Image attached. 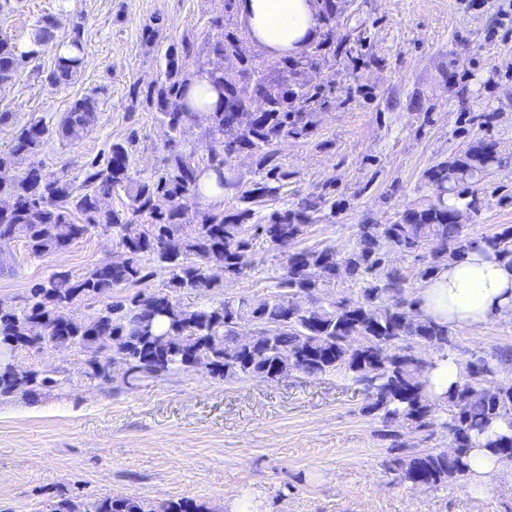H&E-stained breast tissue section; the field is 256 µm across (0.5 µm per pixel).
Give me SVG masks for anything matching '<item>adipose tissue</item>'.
<instances>
[{"mask_svg": "<svg viewBox=\"0 0 512 512\" xmlns=\"http://www.w3.org/2000/svg\"><path fill=\"white\" fill-rule=\"evenodd\" d=\"M238 9L250 41L274 55L302 53L320 26L317 0H238ZM415 298L423 317L451 331L481 329L512 314V261L496 258L486 246L475 247L424 281ZM465 373L460 357L436 354L426 373L431 399L444 402ZM472 441L467 490L480 499L499 481H512V464L486 450V435H473Z\"/></svg>", "mask_w": 512, "mask_h": 512, "instance_id": "obj_1", "label": "adipose tissue"}]
</instances>
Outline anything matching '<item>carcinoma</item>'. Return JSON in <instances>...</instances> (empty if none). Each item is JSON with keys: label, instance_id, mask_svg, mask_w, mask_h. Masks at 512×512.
<instances>
[{"label": "carcinoma", "instance_id": "carcinoma-1", "mask_svg": "<svg viewBox=\"0 0 512 512\" xmlns=\"http://www.w3.org/2000/svg\"><path fill=\"white\" fill-rule=\"evenodd\" d=\"M220 30L207 47L211 55L205 73L221 87L224 100L213 112L200 117L185 103L190 60L198 54L194 43L164 53V79L145 88L138 84L128 94L127 110L149 106L159 114L169 138L162 146L163 165L147 177L132 171L134 142H114L104 162L91 161L75 182L64 175L48 177L38 156L51 139L76 145L93 129L101 96L98 87L73 101L59 121L50 125L42 116L15 124V113L0 110V127L13 128L10 148L0 152V240L24 235L35 257L68 248L90 233H112L125 250L121 264L104 263L81 275L69 270L53 272L34 284L24 306L0 309V350L13 353L62 345L91 354L89 380L114 388L180 374L201 366L226 379H272L285 372L323 376L342 372L361 387L366 413L381 423L378 437L398 454L386 461L400 482L439 489L465 480L469 473L472 435L502 422L512 429V384L490 391L482 386L489 377L512 363V351L493 359L472 355L468 374L448 393L446 405L430 402L423 377L431 361L415 353L424 345L435 352L452 346L451 331L422 318L410 298L399 270L386 260L388 250H418L433 243L418 277H432L450 258L473 244L464 234L465 221L481 210V184L502 166L497 143L479 138L452 157L430 167L425 177L434 200L423 209H407L394 224L358 225L355 246L341 253L332 246L286 247L308 234L312 215L328 203L327 193H311L293 207L274 211L249 223L257 208L278 194L290 173L279 158L284 140L311 133L310 110L325 103V91L300 82L297 88L273 86L261 67L243 59L239 77L224 74V58L239 50L237 30L224 25V15L212 20ZM57 23L45 15L25 44L0 38V83L14 79L41 52L55 46V64L38 72L43 87H65L83 68V25L57 40ZM253 77L260 88L258 109H252V89L244 78ZM202 118L206 154L199 158L179 144L189 119ZM247 151L255 158L257 179L237 197L231 212L196 210V223H183L190 201L198 198V179L211 171L218 186L235 183L224 167L235 153ZM30 159L28 168L11 173L17 157ZM124 189L123 209H105L102 201L112 191ZM467 197L466 211L448 206L449 195ZM168 205L161 207L158 201ZM261 241L284 250L267 298L255 303L247 296L225 297L193 308L177 295L187 290L213 291L223 287L205 277L210 265L224 266V274L246 278L254 270L253 246ZM498 258H512V225L482 238ZM161 273V289L112 299V290L143 284ZM360 285L355 298L329 299L328 290L339 281ZM100 307L85 318L61 321L58 310L80 301ZM252 336H238L242 325ZM67 378L37 372L18 374L0 364V398L36 396L60 388ZM412 425L433 436L448 435L455 451H409L403 429ZM495 455H512V432L497 433L487 442ZM43 512H211L205 503L190 498L170 499L159 505L124 496L74 499L61 494L49 500Z\"/></svg>", "mask_w": 512, "mask_h": 512}]
</instances>
